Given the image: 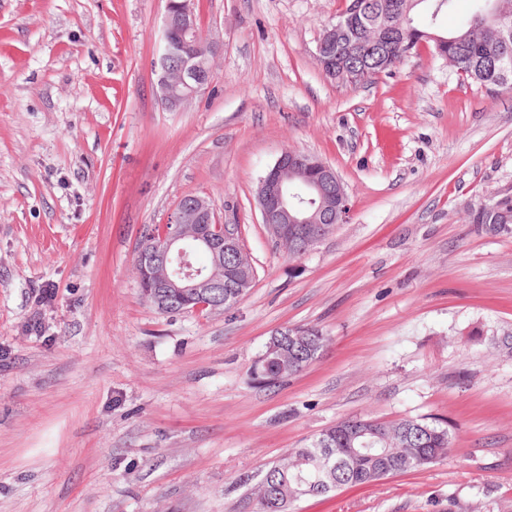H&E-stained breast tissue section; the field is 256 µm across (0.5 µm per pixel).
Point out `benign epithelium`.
Here are the masks:
<instances>
[{
    "label": "benign epithelium",
    "instance_id": "benign-epithelium-1",
    "mask_svg": "<svg viewBox=\"0 0 512 512\" xmlns=\"http://www.w3.org/2000/svg\"><path fill=\"white\" fill-rule=\"evenodd\" d=\"M364 6L361 0H352L348 13L322 35L316 47V59L322 65L334 62L336 29L356 25ZM162 34L159 58L168 56L170 62L158 64L157 93L166 109L176 110L209 82L214 46L197 26L193 0H166ZM290 179L302 180L308 192H288ZM316 198L319 206L312 211L307 204ZM257 200L262 223L270 234L300 255L344 223L348 209L346 192L335 170L311 155L291 150L283 152L260 179ZM169 224L172 228L158 237L138 271L149 282L145 294L160 306L174 300L195 312L201 308L199 300L224 287L208 270L192 264L195 247L208 249L215 262L224 259L227 252L238 257L227 298H236L253 286L255 272L241 244V225L218 223L207 198L192 195L180 200Z\"/></svg>",
    "mask_w": 512,
    "mask_h": 512
}]
</instances>
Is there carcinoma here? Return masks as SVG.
<instances>
[{"label": "carcinoma", "mask_w": 512, "mask_h": 512, "mask_svg": "<svg viewBox=\"0 0 512 512\" xmlns=\"http://www.w3.org/2000/svg\"><path fill=\"white\" fill-rule=\"evenodd\" d=\"M471 10L449 34L434 35L440 14L455 8L456 0H370L359 26L337 37L343 46L336 73L343 86L356 87L391 70L414 53L423 41L433 52L451 58L474 82L497 90L512 91V78L494 85L499 63L512 40L504 46L501 29L512 30V0H470ZM478 224H512V196L495 199L470 213ZM314 358L291 364L272 353L252 366L251 378L270 388L306 370ZM448 430L424 420L388 422L350 417L324 430L310 443L293 451L291 460L269 472L276 500L258 497L257 512H289L304 497L307 484L325 480L337 487L363 485L388 475L409 472L448 456Z\"/></svg>", "instance_id": "1"}]
</instances>
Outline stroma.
Masks as SVG:
<instances>
[{"label": "stroma", "instance_id": "obj_1", "mask_svg": "<svg viewBox=\"0 0 512 512\" xmlns=\"http://www.w3.org/2000/svg\"><path fill=\"white\" fill-rule=\"evenodd\" d=\"M345 0H195L211 80L163 108L165 0H0V512H256L264 472L337 421L428 419L450 458L292 512H512V93L431 45L356 88L316 46ZM287 150L341 178L346 223L305 255L261 222ZM242 227L256 270L229 312L160 314L142 230L186 195ZM318 359L250 381L271 335ZM487 206L470 213V217L476 224H487L490 233H498L500 227L512 224V196H504L494 199Z\"/></svg>", "mask_w": 512, "mask_h": 512}]
</instances>
